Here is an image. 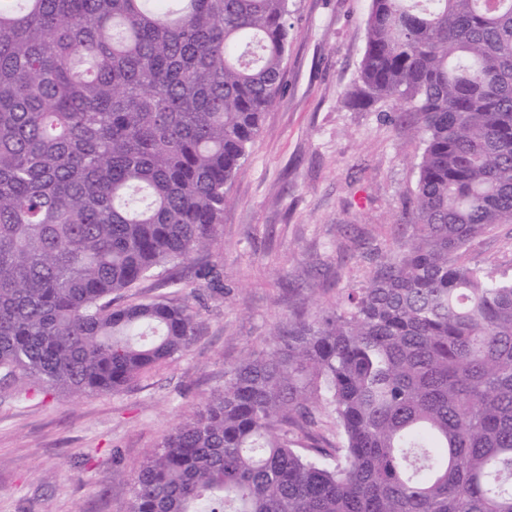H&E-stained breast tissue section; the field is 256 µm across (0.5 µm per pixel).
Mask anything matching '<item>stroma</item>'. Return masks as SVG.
<instances>
[{"label":"stroma","instance_id":"stroma-1","mask_svg":"<svg viewBox=\"0 0 512 512\" xmlns=\"http://www.w3.org/2000/svg\"><path fill=\"white\" fill-rule=\"evenodd\" d=\"M285 88L229 188L216 244L154 271L125 304L194 292L190 346L122 391L0 400V512H129L132 479L172 427L224 388L289 315L363 287L411 228L402 213L424 142L391 104L348 98L371 0H292ZM472 264L512 271V225L476 239ZM210 267L209 278L197 276Z\"/></svg>","mask_w":512,"mask_h":512}]
</instances>
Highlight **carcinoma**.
<instances>
[{
    "label": "carcinoma",
    "instance_id": "obj_1",
    "mask_svg": "<svg viewBox=\"0 0 512 512\" xmlns=\"http://www.w3.org/2000/svg\"><path fill=\"white\" fill-rule=\"evenodd\" d=\"M289 14L0 0V393H114L188 348L189 297L116 298L216 242ZM353 98L424 137L409 239L227 372L130 512H512V278L467 260L512 224V0H371Z\"/></svg>",
    "mask_w": 512,
    "mask_h": 512
}]
</instances>
